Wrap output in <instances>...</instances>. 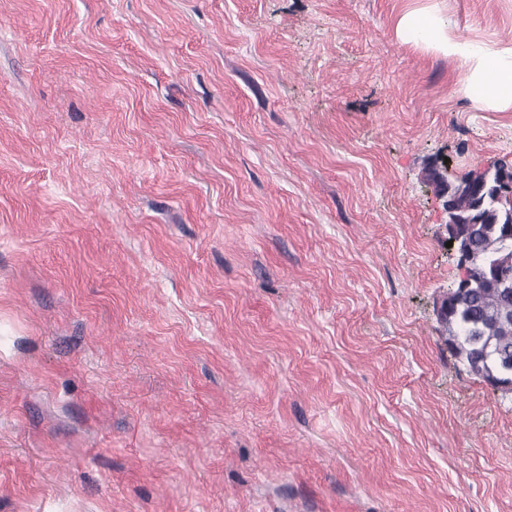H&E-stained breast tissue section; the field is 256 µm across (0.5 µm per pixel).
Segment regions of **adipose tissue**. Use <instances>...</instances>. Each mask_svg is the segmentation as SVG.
Here are the masks:
<instances>
[{"instance_id": "1", "label": "adipose tissue", "mask_w": 512, "mask_h": 512, "mask_svg": "<svg viewBox=\"0 0 512 512\" xmlns=\"http://www.w3.org/2000/svg\"><path fill=\"white\" fill-rule=\"evenodd\" d=\"M399 26L414 39L463 59L469 66L467 82L480 89L484 101L498 111H512L511 45L489 49L476 41L450 37L448 21L439 14L424 17L409 13L400 19Z\"/></svg>"}]
</instances>
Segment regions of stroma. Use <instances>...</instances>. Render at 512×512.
Returning <instances> with one entry per match:
<instances>
[{"mask_svg": "<svg viewBox=\"0 0 512 512\" xmlns=\"http://www.w3.org/2000/svg\"><path fill=\"white\" fill-rule=\"evenodd\" d=\"M512 0H0V512H512L430 168L512 112L399 30Z\"/></svg>", "mask_w": 512, "mask_h": 512, "instance_id": "obj_1", "label": "stroma"}]
</instances>
